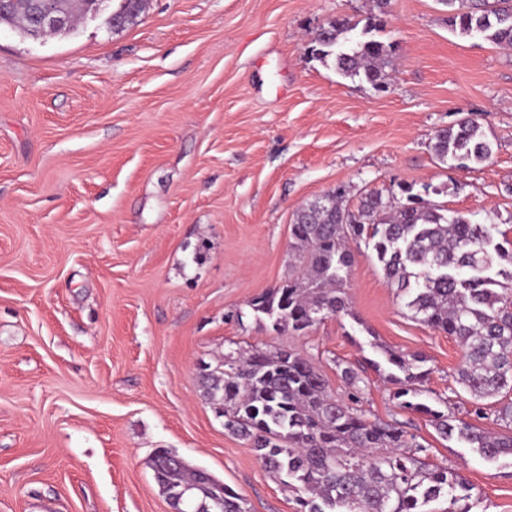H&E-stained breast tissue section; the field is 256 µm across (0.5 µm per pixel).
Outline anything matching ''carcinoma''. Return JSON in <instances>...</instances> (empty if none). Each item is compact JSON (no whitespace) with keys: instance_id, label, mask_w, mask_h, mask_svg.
Listing matches in <instances>:
<instances>
[{"instance_id":"1","label":"carcinoma","mask_w":512,"mask_h":512,"mask_svg":"<svg viewBox=\"0 0 512 512\" xmlns=\"http://www.w3.org/2000/svg\"><path fill=\"white\" fill-rule=\"evenodd\" d=\"M448 24L462 35H480L512 47V0H440ZM145 0H119L118 29L137 22ZM31 37L28 15L12 11L0 23ZM345 18L323 26L315 38L316 57L333 59L336 74L359 77L373 88L387 87L392 46ZM438 160L460 167L488 161L492 144L470 118L444 129L433 145ZM408 203L378 191L364 194L356 207L345 204L342 187L299 210L291 226L298 271L253 297L248 306L277 327L306 334L328 317H354L344 285L354 261L350 241L363 240L384 275L397 285L411 318L454 337L464 356L455 382L486 414L481 401L507 395L494 413L512 427V258L498 240L495 224H477L448 215L405 188ZM382 353L397 385L398 406L430 418L437 433L454 439L489 463L512 461V433H491L431 406L414 401L430 370L426 359L392 349ZM204 397L222 410L224 429L250 442L267 472L295 492L303 512H425L443 492L466 488L463 478L426 461V448L402 427L371 421L336 399L321 370L295 350L254 349L224 355V363L200 372ZM150 467L160 492L176 512H251L247 500L209 472L165 448L155 450Z\"/></svg>"}]
</instances>
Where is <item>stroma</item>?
<instances>
[{
  "label": "stroma",
  "mask_w": 512,
  "mask_h": 512,
  "mask_svg": "<svg viewBox=\"0 0 512 512\" xmlns=\"http://www.w3.org/2000/svg\"><path fill=\"white\" fill-rule=\"evenodd\" d=\"M118 0L72 35L0 24V512H174L149 466L169 449L249 501L301 512L224 428L202 364L295 349L370 419L399 423L471 485L474 512H512V463L491 464L400 409L380 347L427 359L419 397L467 418L454 337L410 318L366 246L352 316L275 333L250 300L295 271L291 225L344 187L405 189L512 239V48L452 31L438 0ZM393 44L386 91L312 52L329 19ZM476 120L493 147L440 162L437 131ZM119 6L114 11L121 16V24L115 30H123L137 22L145 8V0H119Z\"/></svg>",
  "instance_id": "1"
}]
</instances>
